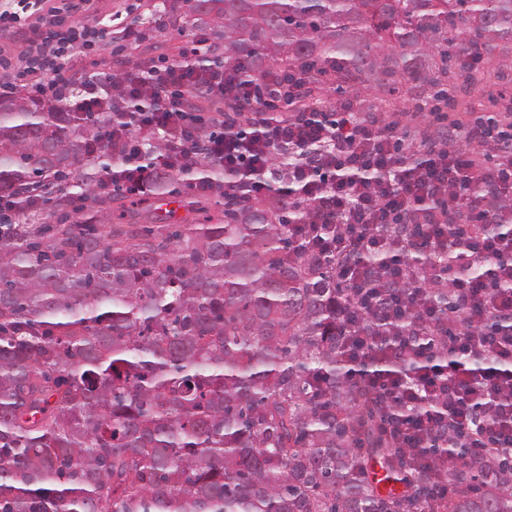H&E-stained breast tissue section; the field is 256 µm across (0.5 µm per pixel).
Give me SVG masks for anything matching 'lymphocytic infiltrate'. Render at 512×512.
I'll return each instance as SVG.
<instances>
[{
	"label": "lymphocytic infiltrate",
	"mask_w": 512,
	"mask_h": 512,
	"mask_svg": "<svg viewBox=\"0 0 512 512\" xmlns=\"http://www.w3.org/2000/svg\"><path fill=\"white\" fill-rule=\"evenodd\" d=\"M77 9L76 0L50 10L44 0H0V36L28 35L16 78L38 94L68 95L78 55L106 46ZM193 91L246 108L248 125L228 117L204 131L184 98ZM300 94L293 79L272 74L261 89L216 64L127 68L112 123L120 158L102 185L140 196L160 168L204 157L222 165L226 192L241 186L258 198L276 188L310 206L307 223L290 230L319 255L343 258L339 277L363 292L341 318L348 355L372 367L365 385L386 410L380 433L416 455L443 440L431 465L435 493L447 496L461 449L490 446L512 458V333L490 330L512 324V124L453 130L447 145L412 161L398 123L379 125L353 102L282 115ZM174 125L181 137L145 156L140 134ZM287 154L294 161L284 177L273 160ZM477 185L491 196H471ZM411 228L434 264L411 262ZM445 256L452 269L438 265ZM478 261L484 273L475 276Z\"/></svg>",
	"instance_id": "obj_1"
}]
</instances>
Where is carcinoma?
<instances>
[{
  "mask_svg": "<svg viewBox=\"0 0 512 512\" xmlns=\"http://www.w3.org/2000/svg\"><path fill=\"white\" fill-rule=\"evenodd\" d=\"M168 2L139 26H178ZM183 2L210 41L198 63L257 84L277 70L384 102L405 86L435 112L512 84V0ZM111 127L0 94V512H407L427 459L376 434L384 410L344 353L350 291L288 236L305 208L227 194L202 159L150 192L186 216L130 224L143 200L97 190ZM197 171L215 199L179 198ZM371 462L405 491L379 492ZM448 480L434 512H512V460Z\"/></svg>",
  "mask_w": 512,
  "mask_h": 512,
  "instance_id": "carcinoma-1",
  "label": "carcinoma"
}]
</instances>
